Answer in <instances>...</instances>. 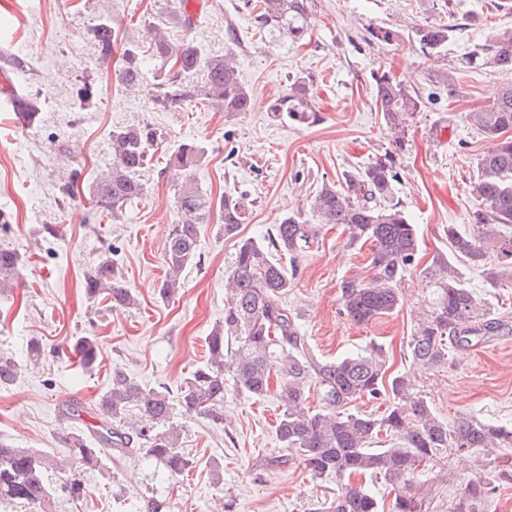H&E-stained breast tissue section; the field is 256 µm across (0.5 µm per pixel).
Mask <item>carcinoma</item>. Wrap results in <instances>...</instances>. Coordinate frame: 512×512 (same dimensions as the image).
Here are the masks:
<instances>
[{"label": "carcinoma", "mask_w": 512, "mask_h": 512, "mask_svg": "<svg viewBox=\"0 0 512 512\" xmlns=\"http://www.w3.org/2000/svg\"><path fill=\"white\" fill-rule=\"evenodd\" d=\"M256 20L263 28L284 31L291 40L303 41L311 34L307 25L309 0H258ZM452 26L426 23L414 29L420 50L430 53L448 43ZM367 40L391 45L402 33L393 28L367 27ZM98 60H112L116 34L110 23L100 21L91 28ZM151 59L177 68L176 76L158 86L156 104L167 108L175 101L200 94L224 106L226 112H247L252 93L239 78L232 57L205 55L196 44L174 43L157 30ZM470 63L489 65L512 74V29L496 33L492 48L472 53ZM202 73L199 85H183L181 75ZM142 78L138 53H123L117 79L127 90ZM375 102L392 134L393 147L366 166L347 171L342 183H324L310 202L316 223L299 214H288L258 242H240L225 271L228 298L224 322L207 338L206 361L184 378L180 396L173 399L163 387L140 384L126 371L116 368L108 389L88 411L70 405L66 418L86 413L97 421L90 431L65 436L72 456L66 480L55 487L49 472L62 470L50 455L33 448H19L0 437V505H21L27 512H53L59 496L72 504L87 501L90 490L83 471L101 468L105 450L139 451L178 477L189 470L191 460L181 451V428L173 423L176 404L220 419L226 386L246 398H264L277 387L283 412L275 435L289 455L300 459L316 476L333 475L340 489L332 512H385V501L365 484L380 479L394 495L390 512H429L430 488L416 481L419 470L453 455L481 452L488 456L491 476L470 480L452 501L450 512H482L484 505L504 485L512 484V427L461 418L453 426L439 418L427 400L415 391L404 373H389L384 344L375 339L335 361L321 359L307 348L298 318L281 302L291 279L278 259L281 254H299L312 247L320 224L346 228L350 244H370L368 274H356L340 284L339 311L356 325L394 314L402 307L401 283L417 266L420 241L416 225L409 222L400 202L394 200L396 166L405 143L408 121L422 110L423 101L391 72L373 75ZM309 76L295 75L288 94L274 102L273 112H286L294 120L317 119L310 100ZM471 123L493 148L477 159V177L470 184L476 206L469 219L478 227L471 236L450 224L446 236L451 255L482 270L492 287L512 276V82L504 85L488 105L468 114ZM156 131L145 126H126L112 131V168L102 174L93 189L94 206L112 216L145 192L141 173L149 162V146ZM204 155L196 142H184L172 153L169 166L183 180L177 184L174 204L177 218L164 249L166 272L160 295L171 299L181 288V275L196 257L198 226L209 217L212 201L191 180V172ZM251 203L241 195L226 193L219 201L224 233L232 234L248 220ZM496 256L494 265L488 255ZM19 253L0 248V286L18 271ZM434 288V302L417 319L409 336L406 356L413 363L439 368L454 347H462L475 335H486L498 322L471 289L464 286L448 255L438 253L424 269ZM89 297L104 295L114 309L138 305L135 292L115 277L112 254L104 253L85 279ZM70 350L85 367L98 358L95 339L79 336ZM17 377L15 362L0 356V384ZM316 393L318 406L309 405ZM382 400L380 414L355 408L359 400Z\"/></svg>", "instance_id": "cac0c4a2"}]
</instances>
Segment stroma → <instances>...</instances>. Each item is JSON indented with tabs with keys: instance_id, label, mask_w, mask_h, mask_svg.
<instances>
[{
	"instance_id": "35a3bbf8",
	"label": "stroma",
	"mask_w": 512,
	"mask_h": 512,
	"mask_svg": "<svg viewBox=\"0 0 512 512\" xmlns=\"http://www.w3.org/2000/svg\"><path fill=\"white\" fill-rule=\"evenodd\" d=\"M309 2L311 41L300 45L257 28L246 0H198L190 17L177 16L173 0H0V84L38 109L27 127L9 98L0 99V247L23 256L15 279L0 288V353L18 366L16 380L0 385L1 437L69 457L63 433L84 428L90 418H62L63 404L91 403L106 391L116 367L178 396L184 377L206 359L208 334L224 320V269L239 240L263 239L288 213L309 218L307 203L322 183L338 181L391 147L373 99L372 75L380 68L424 102L408 128L395 185L421 241L419 266L402 284L403 305L365 326L340 314L339 284L366 266L370 250L347 247V231L333 224L321 229L309 250L282 257L293 275L282 302L297 315L318 357L333 359L377 339L393 371H411L420 395L446 422L474 416L512 425V286L490 287L481 270L458 262L465 285L499 321L498 332L451 350L437 370L403 360L418 312L431 305L423 267L449 252L448 225L472 229L470 183L477 158L493 142L467 115L490 103L506 77L467 58L489 44L492 31L512 28V0H453L448 7L443 0ZM103 20L144 61L137 91L126 90L114 66L98 60L90 29ZM443 21L453 27L447 45L423 53L411 29ZM154 24L205 54H232L253 94L252 110L229 115L200 97L159 108L158 64L148 51ZM371 24L401 29L404 36L394 45L369 43ZM300 71L313 77L314 124L270 110L287 94L289 75ZM446 71L457 74L456 93L437 81ZM85 82L94 96L81 107L76 91ZM139 124L162 137L151 150L144 195L114 219L96 210L90 195L112 165L113 130ZM188 139L205 149L192 177L208 198L244 193L255 205L230 236L219 211L211 210L199 227V250L182 274V289L165 300L158 289L178 180L167 163ZM73 170L76 195L68 198L59 187ZM46 225L57 228L56 237L42 234ZM107 249L117 277L135 291L137 307L115 310L85 293L83 280ZM75 336L95 339L93 366L69 354ZM34 339L42 344L36 357L29 354ZM281 411L273 393L263 399L227 393L217 422L177 408L181 446L193 461L189 471L172 478L143 454L110 453L102 472L89 478V502L63 503L56 512H329L339 484L332 476L313 477L299 459H284L275 435ZM487 471L485 456L474 453L424 473L423 481L434 487L430 512H449L465 481Z\"/></svg>"
}]
</instances>
